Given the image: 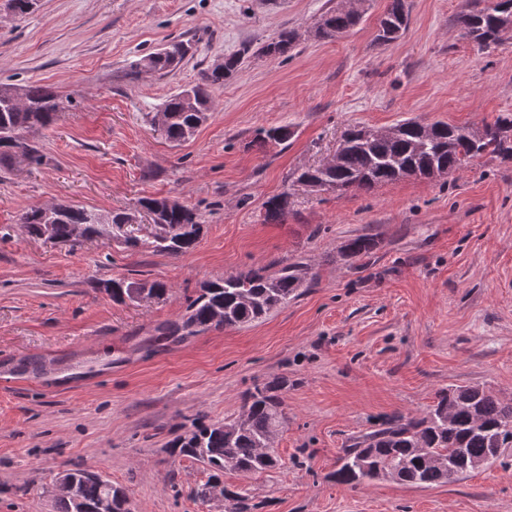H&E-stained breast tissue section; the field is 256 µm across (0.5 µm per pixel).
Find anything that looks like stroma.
<instances>
[{"label": "stroma", "instance_id": "1", "mask_svg": "<svg viewBox=\"0 0 512 512\" xmlns=\"http://www.w3.org/2000/svg\"><path fill=\"white\" fill-rule=\"evenodd\" d=\"M340 0H40L19 18L0 0V84L37 83L64 103L32 132L41 164L0 171V512H52L58 472L98 470L131 512H210L194 495L203 465L170 442L205 415H238L244 393L277 376L285 425L279 468L229 472L258 512H512V448L443 486L331 480L351 437L419 415L444 388L512 398V161L482 156L448 176L336 196L293 183L352 126L415 118L480 125L512 113V32L484 49L455 25L465 0H408L410 24L376 43L388 0L335 39L312 28ZM298 30L288 60L260 55ZM193 55L164 76L132 60L168 39ZM239 73L180 145L151 118L220 58ZM288 124L287 142L260 130ZM287 193L283 221L265 203ZM169 198L204 221L180 256L100 238L73 247L28 236L24 209L79 204L107 213ZM377 236L374 254L337 264L342 243ZM304 259L316 279L266 318L157 342L204 282ZM164 282L166 300L114 303L112 278Z\"/></svg>", "mask_w": 512, "mask_h": 512}]
</instances>
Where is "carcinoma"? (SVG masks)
<instances>
[{
	"label": "carcinoma",
	"instance_id": "carcinoma-1",
	"mask_svg": "<svg viewBox=\"0 0 512 512\" xmlns=\"http://www.w3.org/2000/svg\"><path fill=\"white\" fill-rule=\"evenodd\" d=\"M360 18L346 10H333L321 16L317 36L335 38L353 29ZM457 22L472 34V40L488 48L499 42L500 34L512 29V0H467V9ZM409 23L407 0H389L379 20L376 42L388 45L397 41ZM298 39L292 29L281 30L264 45L260 53L269 57L288 54ZM190 42L173 40L163 50L151 52L130 64L138 75L144 65L164 76L191 52ZM243 55L225 58L224 72L205 70L201 83L183 89L165 99L158 110L167 118L165 138L184 142L207 120L212 102L206 87L220 85L239 70ZM10 84H0V168L13 166L17 149L25 159L39 165L42 147L26 134L54 123L61 102L41 85L21 87L27 103L17 107L9 101ZM369 128L354 126L344 137L345 146L331 163L297 169L291 173L294 182L307 185H338L343 191L369 193L375 188L408 178L416 172L424 179L433 173L450 175L470 160L490 155L512 160V114L499 115L486 123L478 133L469 126L434 123L427 134L406 120L391 129L378 130L366 136ZM294 135L288 125L263 131L262 140L283 143ZM137 205L154 214L152 231L142 239L131 233L136 220L129 210H120L96 219L98 211L78 205H60L52 225V237L58 241L80 244L97 237H112L129 247L150 248L173 256L192 250L201 235V216L168 198L145 197ZM265 217L279 222L288 214V193L283 192L265 202ZM20 223L27 233L38 237L43 228V211L33 206L23 211ZM376 237L368 234L348 239L338 250L336 261L353 266L369 257L378 247ZM310 264L300 260L288 262L270 273L267 268H250L236 274L209 281L200 293L188 301L182 322L163 332V338L194 334L212 327L235 328L255 322L298 296L299 289L314 281ZM103 287L112 300L123 303L131 299V289L146 288L154 300H164L168 287L160 281L109 280ZM285 377H274L257 383L243 396L240 414L224 423L205 422L197 417L186 437L171 443V451L203 464L206 482L196 491L205 502L222 496L224 512H254L240 491L224 483L228 471L245 475L261 474L280 465L274 449V438L285 422L281 391ZM512 447V399L498 398L479 385L444 388L420 417L397 416L378 428L360 435L344 449L339 465L329 478L338 484L357 486L366 481L389 479L403 485L439 486L457 481L475 470L473 463L491 464L499 459L495 448ZM69 491L55 498L56 512H98L99 505L112 496V512H124L126 494L108 479L90 478L86 469L75 467L64 471Z\"/></svg>",
	"mask_w": 512,
	"mask_h": 512
}]
</instances>
